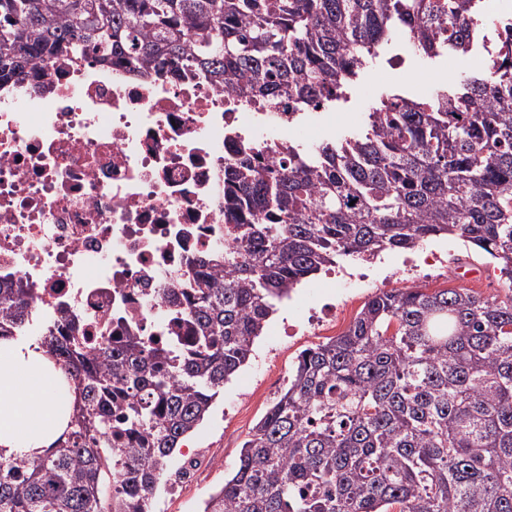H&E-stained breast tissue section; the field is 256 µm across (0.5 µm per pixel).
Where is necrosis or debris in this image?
Returning <instances> with one entry per match:
<instances>
[{
	"label": "necrosis or debris",
	"mask_w": 512,
	"mask_h": 512,
	"mask_svg": "<svg viewBox=\"0 0 512 512\" xmlns=\"http://www.w3.org/2000/svg\"><path fill=\"white\" fill-rule=\"evenodd\" d=\"M0 87V288L75 320L88 349L186 335L200 256L223 247L224 169L243 155L277 165L315 146L291 100L253 112L192 75L138 78L111 65L34 63ZM335 271L339 304L290 334L339 333L376 266Z\"/></svg>",
	"instance_id": "1"
}]
</instances>
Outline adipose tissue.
Segmentation results:
<instances>
[{
  "instance_id": "adipose-tissue-1",
  "label": "adipose tissue",
  "mask_w": 512,
  "mask_h": 512,
  "mask_svg": "<svg viewBox=\"0 0 512 512\" xmlns=\"http://www.w3.org/2000/svg\"><path fill=\"white\" fill-rule=\"evenodd\" d=\"M73 400V391L59 387L37 342L0 339V455L48 448Z\"/></svg>"
}]
</instances>
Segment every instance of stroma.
Returning <instances> with one entry per match:
<instances>
[{
  "instance_id": "1",
  "label": "stroma",
  "mask_w": 512,
  "mask_h": 512,
  "mask_svg": "<svg viewBox=\"0 0 512 512\" xmlns=\"http://www.w3.org/2000/svg\"><path fill=\"white\" fill-rule=\"evenodd\" d=\"M408 67L426 70L427 75L417 79L403 78L368 68L350 85L345 98L331 107L332 112L343 116V123L330 126L326 115L315 113L305 114L304 123L318 128L323 139H339L358 132L365 113L381 97L394 92L427 97L433 91L435 74H447L448 84L452 87L459 85L464 77L452 63L439 59L427 61L413 53L408 56ZM422 249L426 252L433 249L445 251L450 257L467 260L475 270L474 276L467 279L455 275L445 279H420L418 285L425 292L467 288L485 297L506 294L507 283L501 280L498 271L487 259L469 254L461 240L436 239L423 244ZM340 292L336 279L320 273L299 285L292 299L278 304L262 335L256 339L248 363L225 383L212 413L198 431L189 435L185 445L175 450L170 474L160 484L155 497V512H199L208 495L223 485L225 476L230 475L237 464L242 442L272 402L271 397L263 393L267 375L287 377L298 354L320 342L316 336L287 335L286 326L301 323L304 310L338 303ZM256 389L262 391V398L253 397L252 392ZM197 448L214 457L216 463L200 470L194 482H183L181 465L191 450Z\"/></svg>"
}]
</instances>
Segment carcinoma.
<instances>
[{
    "instance_id": "1",
    "label": "carcinoma",
    "mask_w": 512,
    "mask_h": 512,
    "mask_svg": "<svg viewBox=\"0 0 512 512\" xmlns=\"http://www.w3.org/2000/svg\"><path fill=\"white\" fill-rule=\"evenodd\" d=\"M483 0H0V85L40 59L188 72L275 112L338 100L403 30L439 58ZM446 97L454 111L441 112ZM224 250L199 259L188 339L85 350L72 321L37 334L74 387L43 453L0 460V512H152L174 448L248 361L277 303L341 261L463 240L504 297L391 288L300 353L201 512H512V32L491 70L426 98L385 96L359 133L224 170ZM32 289L0 292V338ZM58 329L66 330L55 336Z\"/></svg>"
}]
</instances>
